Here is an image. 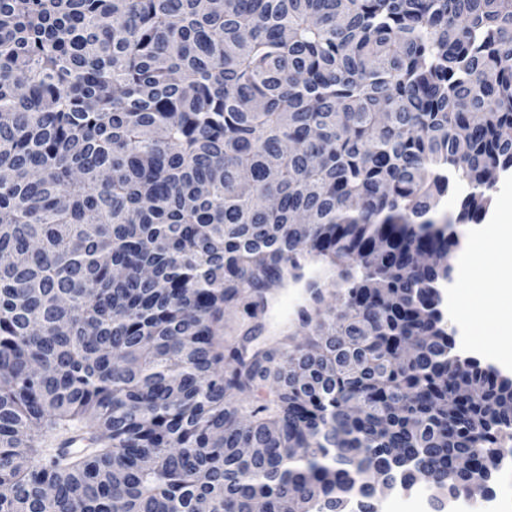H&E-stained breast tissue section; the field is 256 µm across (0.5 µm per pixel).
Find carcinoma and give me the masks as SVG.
<instances>
[{"label":"carcinoma","instance_id":"obj_1","mask_svg":"<svg viewBox=\"0 0 512 512\" xmlns=\"http://www.w3.org/2000/svg\"><path fill=\"white\" fill-rule=\"evenodd\" d=\"M492 169L512 0H0V512L491 493L512 381L456 367L416 255ZM302 259L343 283L306 344L224 347Z\"/></svg>","mask_w":512,"mask_h":512}]
</instances>
